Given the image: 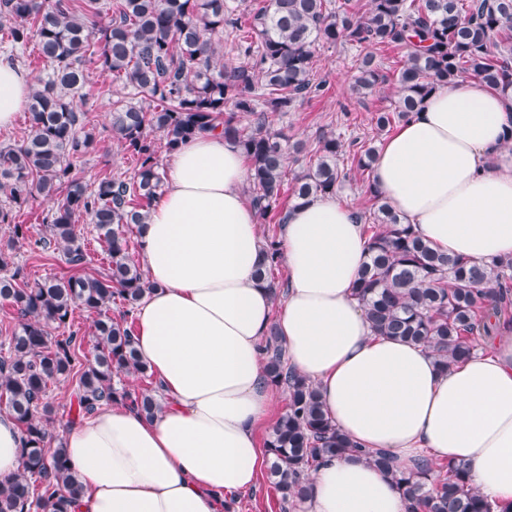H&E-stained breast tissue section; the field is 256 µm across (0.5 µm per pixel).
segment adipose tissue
Masks as SVG:
<instances>
[{
  "label": "adipose tissue",
  "instance_id": "obj_1",
  "mask_svg": "<svg viewBox=\"0 0 512 512\" xmlns=\"http://www.w3.org/2000/svg\"><path fill=\"white\" fill-rule=\"evenodd\" d=\"M31 92L0 59V128ZM512 98L477 81L439 89L381 145L373 181L430 245L477 262L512 257ZM243 151L204 133L180 144L139 236L153 286L135 311V346L163 385L145 419L119 402L69 426L62 446L82 486L73 512H216L224 493L256 487L258 429L276 389L261 339L276 325L286 357L314 381L331 421L401 470L421 458L466 464L488 499L512 503V331L441 369L426 348L374 335L353 288L365 259L355 210L333 194L292 208L282 245L280 314L255 272L257 213ZM13 414L0 411V483L23 470ZM296 512H406L390 475L362 456H329Z\"/></svg>",
  "mask_w": 512,
  "mask_h": 512
}]
</instances>
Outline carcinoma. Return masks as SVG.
Returning <instances> with one entry per match:
<instances>
[{
	"instance_id": "carcinoma-1",
	"label": "carcinoma",
	"mask_w": 512,
	"mask_h": 512,
	"mask_svg": "<svg viewBox=\"0 0 512 512\" xmlns=\"http://www.w3.org/2000/svg\"><path fill=\"white\" fill-rule=\"evenodd\" d=\"M9 25L0 33L8 59L34 43L48 77L32 89L25 106L28 133L0 147V189L13 207L0 208V223L12 224L13 209L36 197L63 194L44 218L45 235L34 247L61 250L77 269L89 262L77 221L93 225L107 247L106 266L90 276L30 281L14 262L13 241L29 238L30 227L13 224L12 240L0 246V301L16 314L7 338L10 354L0 359V401L20 426L23 471L0 486V512H68L82 486L62 445L51 446L49 385L75 382V417L89 415L102 401L118 400L152 418L162 409L153 375L143 368L130 326L108 316L109 305H135L150 289L130 254L127 233L144 223L163 186L157 146L149 132L165 137L172 152L203 131H220L251 166L250 202L262 217L277 219L285 192L288 139L271 130L267 113L288 112L300 101L321 95L325 82L314 78L317 47L388 46L407 55L397 74L398 101L376 116L378 129L405 121L435 90L472 76L490 90L512 96V0H368L364 15L332 8L331 0H258L245 12L228 0H0ZM234 34L239 63H214L210 35ZM96 67L149 100L112 103L111 132L137 158L138 172L100 179L89 187L77 176L94 148L88 112L75 104ZM356 87L370 89L387 75L365 54ZM254 116L239 124L238 115ZM344 144L333 131L319 135L317 161L294 175L292 205L334 194L349 178L336 158ZM357 168L372 170L373 146L349 142ZM372 207L363 215L366 256L353 296L365 309L374 335L418 344L443 369L470 357L471 336H489L494 325L481 312L512 303V258L476 262L450 256L429 245L369 183ZM257 276L275 287L283 261L277 233L263 244ZM98 315L92 358L81 361L74 312ZM267 381L288 392V405L265 441L269 473L282 502L291 507L305 496L309 471L327 456L359 455L392 475L408 502L407 512H512L489 501L470 483L463 464L436 466L424 460L413 471L395 468L392 457L354 444L332 423L317 386L288 367L276 325L261 346ZM137 373L148 378L140 391L117 386L114 378Z\"/></svg>"
}]
</instances>
